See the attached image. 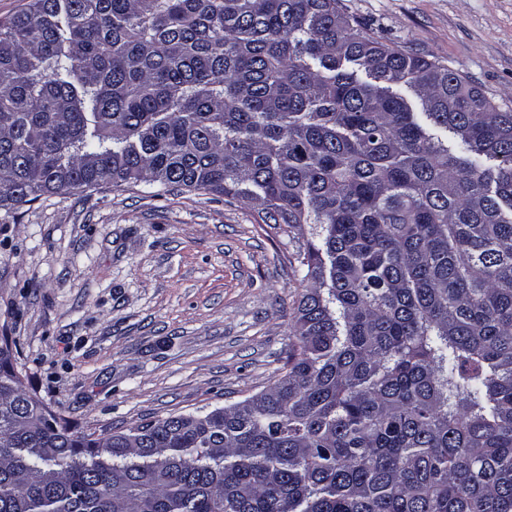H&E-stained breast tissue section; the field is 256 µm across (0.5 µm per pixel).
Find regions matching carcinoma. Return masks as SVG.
Returning <instances> with one entry per match:
<instances>
[{"instance_id":"carcinoma-1","label":"carcinoma","mask_w":512,"mask_h":512,"mask_svg":"<svg viewBox=\"0 0 512 512\" xmlns=\"http://www.w3.org/2000/svg\"><path fill=\"white\" fill-rule=\"evenodd\" d=\"M104 184L298 241L290 367L94 438L0 366V512H512L511 111L341 0H32L0 209Z\"/></svg>"}]
</instances>
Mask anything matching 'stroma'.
Wrapping results in <instances>:
<instances>
[{
    "label": "stroma",
    "instance_id": "obj_1",
    "mask_svg": "<svg viewBox=\"0 0 512 512\" xmlns=\"http://www.w3.org/2000/svg\"><path fill=\"white\" fill-rule=\"evenodd\" d=\"M365 31L512 110V0H342ZM295 241L238 200L103 185L0 211V325L24 386L85 433L224 407L294 350Z\"/></svg>",
    "mask_w": 512,
    "mask_h": 512
}]
</instances>
